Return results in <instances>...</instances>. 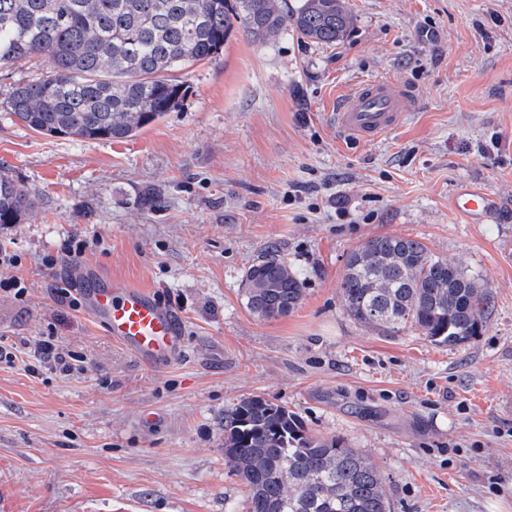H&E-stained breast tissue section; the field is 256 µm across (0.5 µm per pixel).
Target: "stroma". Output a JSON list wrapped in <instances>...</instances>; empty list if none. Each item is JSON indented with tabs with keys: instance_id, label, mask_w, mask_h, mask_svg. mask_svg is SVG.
<instances>
[{
	"instance_id": "35a3bbf8",
	"label": "stroma",
	"mask_w": 512,
	"mask_h": 512,
	"mask_svg": "<svg viewBox=\"0 0 512 512\" xmlns=\"http://www.w3.org/2000/svg\"><path fill=\"white\" fill-rule=\"evenodd\" d=\"M348 3L335 45L289 25L267 44L233 30L215 60L177 71L180 108L123 142L31 130L4 101L49 61L0 69V172L34 201L0 224L27 288L0 297L15 354L0 362V512H246L224 465V412L244 396L370 457L392 512H512V0ZM368 80L404 82L416 104L359 143L335 112ZM463 182L495 196V221L451 208ZM147 189L161 208L136 205ZM380 235L487 284L480 336L438 346L346 314V258ZM75 237L89 247L73 264ZM271 243L305 293L262 319L242 279ZM88 263L181 317L180 364L143 365L56 294ZM48 336L80 356L72 374L34 357Z\"/></svg>"
}]
</instances>
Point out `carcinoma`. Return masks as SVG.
I'll return each mask as SVG.
<instances>
[{
  "label": "carcinoma",
  "instance_id": "cac0c4a2",
  "mask_svg": "<svg viewBox=\"0 0 512 512\" xmlns=\"http://www.w3.org/2000/svg\"><path fill=\"white\" fill-rule=\"evenodd\" d=\"M281 0H0V67L41 57L48 73L18 83L6 106L32 130L123 141L172 111L185 89L170 72L217 57L234 25L254 42L282 32ZM302 38L335 45L349 34L346 0H300ZM34 202L0 174V224ZM247 308L264 319L295 311L304 288L270 247L246 270ZM341 294L346 313L383 333L416 328L437 345L480 335L487 285L421 242L381 235L354 248ZM224 466L248 487L247 512H390L369 457L336 437L307 432L296 414L260 396L224 412Z\"/></svg>",
  "mask_w": 512,
  "mask_h": 512
}]
</instances>
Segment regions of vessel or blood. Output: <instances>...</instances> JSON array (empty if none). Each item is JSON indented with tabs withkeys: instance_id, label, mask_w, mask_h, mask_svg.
Masks as SVG:
<instances>
[{
	"instance_id": "obj_1",
	"label": "vessel or blood",
	"mask_w": 512,
	"mask_h": 512,
	"mask_svg": "<svg viewBox=\"0 0 512 512\" xmlns=\"http://www.w3.org/2000/svg\"><path fill=\"white\" fill-rule=\"evenodd\" d=\"M413 107L405 86L368 81L338 105L336 127L351 140L373 141L395 129ZM452 204L469 223L485 224L492 220L496 202L487 190L465 186L455 192ZM77 281L87 316L138 361L164 367L179 359L183 327L151 291L96 266L80 268Z\"/></svg>"
}]
</instances>
